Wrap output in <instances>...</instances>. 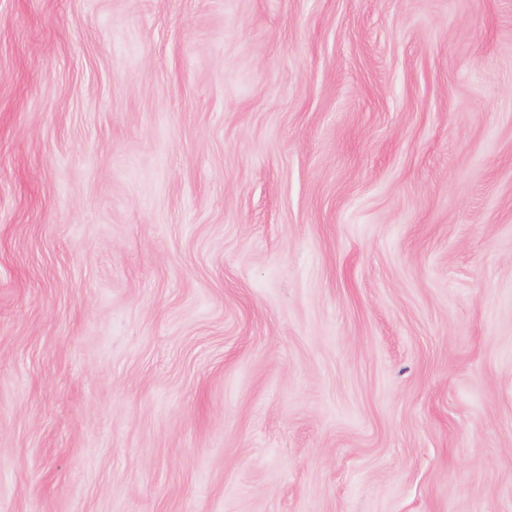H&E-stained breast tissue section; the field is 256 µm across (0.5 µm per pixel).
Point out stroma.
Returning <instances> with one entry per match:
<instances>
[{
	"mask_svg": "<svg viewBox=\"0 0 512 512\" xmlns=\"http://www.w3.org/2000/svg\"><path fill=\"white\" fill-rule=\"evenodd\" d=\"M0 512H512V0H0Z\"/></svg>",
	"mask_w": 512,
	"mask_h": 512,
	"instance_id": "obj_1",
	"label": "stroma"
}]
</instances>
